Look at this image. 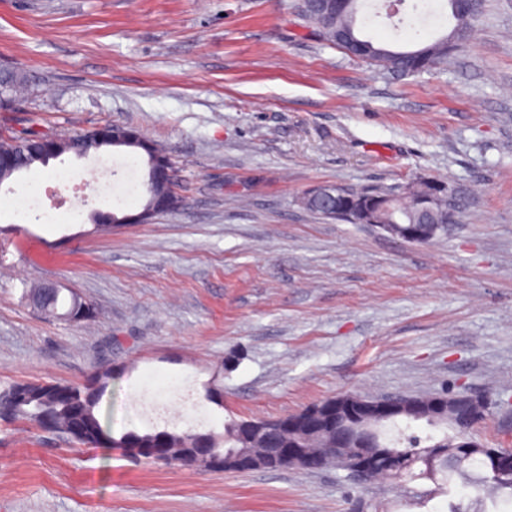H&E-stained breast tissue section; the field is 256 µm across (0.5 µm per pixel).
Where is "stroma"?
I'll list each match as a JSON object with an SVG mask.
<instances>
[{"label":"stroma","instance_id":"stroma-1","mask_svg":"<svg viewBox=\"0 0 512 512\" xmlns=\"http://www.w3.org/2000/svg\"><path fill=\"white\" fill-rule=\"evenodd\" d=\"M298 0H0V69L27 90L0 125L139 129L177 170L180 209L133 214L141 155L66 154L0 184V386L120 373L114 431L222 430L343 395L473 392L487 446H512V0H484L447 64L394 77L306 27ZM363 33L414 48L450 27L441 0ZM444 180L464 207L446 238L410 244L302 207L309 189ZM39 206L19 221L10 200ZM56 212L44 223L40 209ZM97 312L47 318L24 285ZM223 390V405L205 389ZM417 512L403 487L327 468L231 473L135 461L0 423V512Z\"/></svg>","mask_w":512,"mask_h":512}]
</instances>
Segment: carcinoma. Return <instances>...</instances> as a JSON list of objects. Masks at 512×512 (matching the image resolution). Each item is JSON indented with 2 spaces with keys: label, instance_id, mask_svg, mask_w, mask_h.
Masks as SVG:
<instances>
[{
  "label": "carcinoma",
  "instance_id": "cac0c4a2",
  "mask_svg": "<svg viewBox=\"0 0 512 512\" xmlns=\"http://www.w3.org/2000/svg\"><path fill=\"white\" fill-rule=\"evenodd\" d=\"M481 0H448L450 17L454 23L447 31L410 50H395L362 35L357 26L360 0H300L299 12L315 33L327 45L337 47L378 70L396 76L422 73L448 62V55L468 42L472 22L481 12ZM23 81L15 73H0V111L12 110ZM95 147L92 131L73 135L47 134L27 131L21 136L13 131L0 134V150L15 156L17 169L28 171L44 166V154L54 149L60 154H77ZM459 200L448 183L420 177L401 188H366L354 191L336 186V214L349 215L358 223L385 222L393 219L405 224L456 223ZM84 305L79 297L66 300L62 291L46 298L42 313L55 316L56 310H72ZM117 371L110 366L98 368L81 384L58 381L20 380L0 388V421L19 423L39 431L52 430L70 443L88 448L107 446L120 448L133 459L146 458L145 449L154 448L171 460L183 465L185 449L205 442L207 447L222 454L226 448L248 446L264 447L261 441L251 442L241 435L239 421L224 423V431L198 432L192 429L162 430L139 433L129 430L115 436L112 427L102 422L99 407ZM425 424L430 432L421 436L414 427ZM366 430L373 436L369 451L380 457L376 479L390 480L393 473L408 485L409 505L421 508L434 495L416 494L409 484L428 480L436 491L450 496L448 512H512V474L499 472L492 462L459 444L469 438L468 431L453 416L443 414L436 418L394 414L388 419H372ZM270 442L284 448L297 445L331 463V433L327 430L298 429L271 436ZM438 453L432 472L423 468L424 458ZM471 489L470 506L464 508L455 502V486Z\"/></svg>",
  "mask_w": 512,
  "mask_h": 512
}]
</instances>
